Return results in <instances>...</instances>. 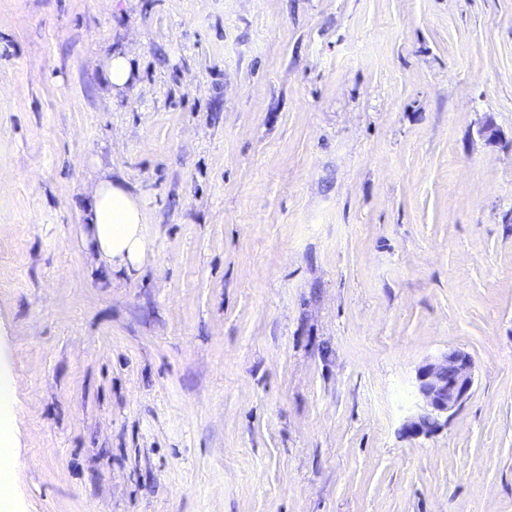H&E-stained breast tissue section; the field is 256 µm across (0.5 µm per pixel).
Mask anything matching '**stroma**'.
<instances>
[{
  "instance_id": "35a3bbf8",
  "label": "stroma",
  "mask_w": 512,
  "mask_h": 512,
  "mask_svg": "<svg viewBox=\"0 0 512 512\" xmlns=\"http://www.w3.org/2000/svg\"><path fill=\"white\" fill-rule=\"evenodd\" d=\"M0 357L22 512H512V0H0ZM132 67L129 57L112 55L106 65L107 79L112 92L122 91L131 80ZM124 180L103 173L91 194L86 239L112 270L139 268L153 251L144 233L145 215L139 197ZM416 381L418 403L404 430L409 437L430 436L446 427L471 396L472 357L461 349H447L419 367Z\"/></svg>"
}]
</instances>
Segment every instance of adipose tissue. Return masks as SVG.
Listing matches in <instances>:
<instances>
[{
  "label": "adipose tissue",
  "instance_id": "1",
  "mask_svg": "<svg viewBox=\"0 0 512 512\" xmlns=\"http://www.w3.org/2000/svg\"><path fill=\"white\" fill-rule=\"evenodd\" d=\"M139 197L111 174H101L91 194L86 239L99 260L114 270L139 268L153 251L144 232ZM16 381L0 364V512H13L17 460L13 453Z\"/></svg>",
  "mask_w": 512,
  "mask_h": 512
}]
</instances>
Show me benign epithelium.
Wrapping results in <instances>:
<instances>
[{"mask_svg":"<svg viewBox=\"0 0 512 512\" xmlns=\"http://www.w3.org/2000/svg\"><path fill=\"white\" fill-rule=\"evenodd\" d=\"M473 386V360L466 351L450 348L427 360L417 371L418 403L405 433L430 436L446 427L471 396Z\"/></svg>","mask_w":512,"mask_h":512,"instance_id":"benign-epithelium-1","label":"benign epithelium"}]
</instances>
